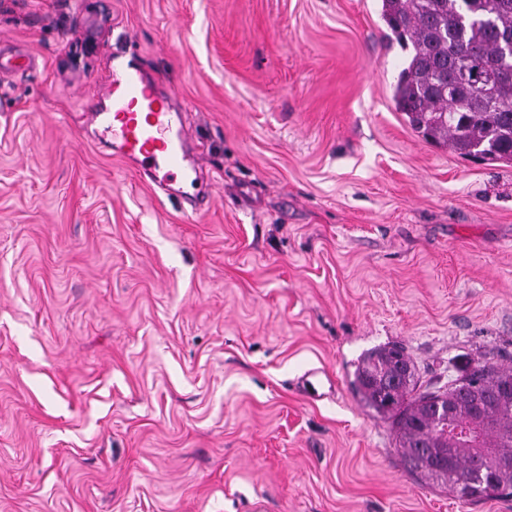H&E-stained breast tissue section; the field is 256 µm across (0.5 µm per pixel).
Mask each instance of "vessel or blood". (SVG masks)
<instances>
[{
	"instance_id": "obj_1",
	"label": "vessel or blood",
	"mask_w": 512,
	"mask_h": 512,
	"mask_svg": "<svg viewBox=\"0 0 512 512\" xmlns=\"http://www.w3.org/2000/svg\"><path fill=\"white\" fill-rule=\"evenodd\" d=\"M111 105L90 115L112 137L114 155L137 166L166 194L183 196L177 176L196 173L197 151L191 150V135L184 113L174 110L146 78L136 51L121 55L112 72Z\"/></svg>"
}]
</instances>
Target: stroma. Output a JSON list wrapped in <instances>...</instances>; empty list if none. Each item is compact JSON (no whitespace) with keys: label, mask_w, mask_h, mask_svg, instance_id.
<instances>
[{"label":"stroma","mask_w":512,"mask_h":512,"mask_svg":"<svg viewBox=\"0 0 512 512\" xmlns=\"http://www.w3.org/2000/svg\"><path fill=\"white\" fill-rule=\"evenodd\" d=\"M380 0H0V512H512L406 471L351 386L512 367V165L425 142ZM138 51L209 208L85 123Z\"/></svg>","instance_id":"1"}]
</instances>
